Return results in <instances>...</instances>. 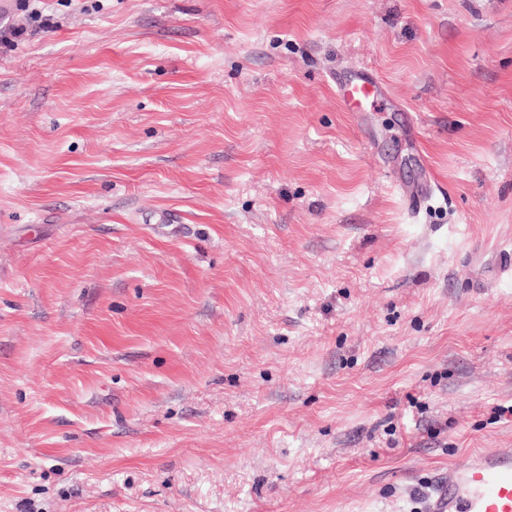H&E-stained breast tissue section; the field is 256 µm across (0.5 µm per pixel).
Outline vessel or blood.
<instances>
[{
  "mask_svg": "<svg viewBox=\"0 0 512 512\" xmlns=\"http://www.w3.org/2000/svg\"><path fill=\"white\" fill-rule=\"evenodd\" d=\"M336 90L349 112L365 111L383 94L381 82L362 69L337 78ZM428 512H512V451L477 453L454 466Z\"/></svg>",
  "mask_w": 512,
  "mask_h": 512,
  "instance_id": "obj_1",
  "label": "vessel or blood"
}]
</instances>
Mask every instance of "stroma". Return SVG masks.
<instances>
[{
    "label": "stroma",
    "instance_id": "1",
    "mask_svg": "<svg viewBox=\"0 0 512 512\" xmlns=\"http://www.w3.org/2000/svg\"><path fill=\"white\" fill-rule=\"evenodd\" d=\"M11 2L0 512H423L512 449V0ZM336 90L348 112L365 111L368 105L373 104L383 94L381 82L362 69L336 77Z\"/></svg>",
    "mask_w": 512,
    "mask_h": 512
}]
</instances>
